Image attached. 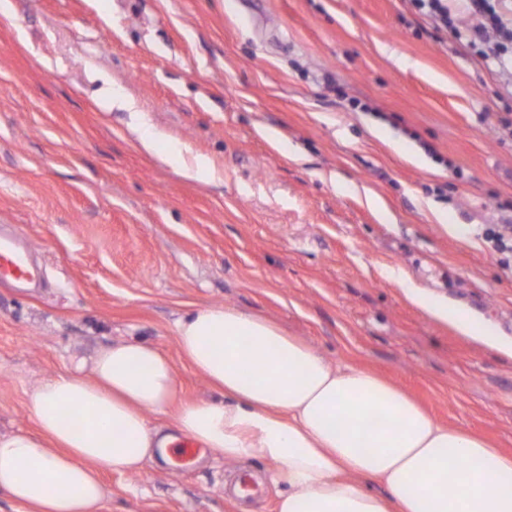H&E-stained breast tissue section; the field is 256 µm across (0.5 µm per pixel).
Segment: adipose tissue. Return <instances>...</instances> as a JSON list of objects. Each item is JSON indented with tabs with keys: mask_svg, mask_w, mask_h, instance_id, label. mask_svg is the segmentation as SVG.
<instances>
[{
	"mask_svg": "<svg viewBox=\"0 0 512 512\" xmlns=\"http://www.w3.org/2000/svg\"><path fill=\"white\" fill-rule=\"evenodd\" d=\"M425 306L512 356L467 316ZM175 341L221 401L178 404L173 426H149L146 412L176 404L170 357L142 342L102 347L89 375L31 390L36 431L0 435V492L27 512H100V469L140 471L183 435L225 460L273 462L277 512H512V453L438 423L376 372L331 366L273 322L229 306L187 312Z\"/></svg>",
	"mask_w": 512,
	"mask_h": 512,
	"instance_id": "1",
	"label": "adipose tissue"
}]
</instances>
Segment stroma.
I'll use <instances>...</instances> for the list:
<instances>
[{"label":"stroma","instance_id":"obj_1","mask_svg":"<svg viewBox=\"0 0 512 512\" xmlns=\"http://www.w3.org/2000/svg\"><path fill=\"white\" fill-rule=\"evenodd\" d=\"M9 2L0 225L47 281L0 287V434L34 431L28 391L115 341L169 355L178 402L219 400L174 325L224 305L512 452V358L405 294L512 340V261L476 235L512 214V97L452 32L408 0ZM181 153L219 181L184 176ZM273 468L152 460L103 473L101 512H276Z\"/></svg>","mask_w":512,"mask_h":512}]
</instances>
